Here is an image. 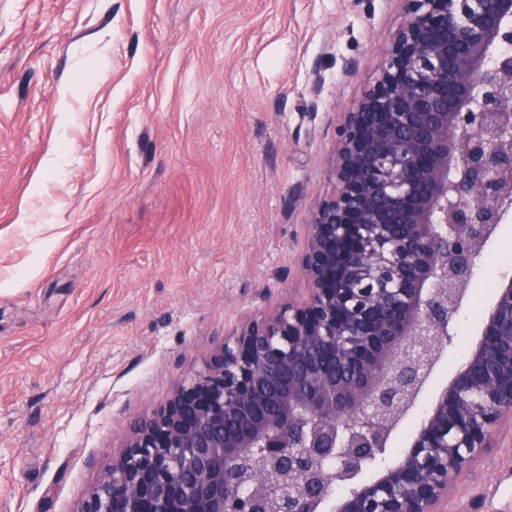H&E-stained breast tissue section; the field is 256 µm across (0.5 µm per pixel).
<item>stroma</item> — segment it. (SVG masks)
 <instances>
[{
	"instance_id": "1",
	"label": "stroma",
	"mask_w": 512,
	"mask_h": 512,
	"mask_svg": "<svg viewBox=\"0 0 512 512\" xmlns=\"http://www.w3.org/2000/svg\"><path fill=\"white\" fill-rule=\"evenodd\" d=\"M398 0H0V512H78L131 419L288 296ZM512 276L487 242L401 453ZM448 512H512V427Z\"/></svg>"
}]
</instances>
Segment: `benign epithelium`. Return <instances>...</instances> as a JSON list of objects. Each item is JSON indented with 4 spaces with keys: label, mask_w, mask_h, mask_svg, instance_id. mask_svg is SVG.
<instances>
[{
    "label": "benign epithelium",
    "mask_w": 512,
    "mask_h": 512,
    "mask_svg": "<svg viewBox=\"0 0 512 512\" xmlns=\"http://www.w3.org/2000/svg\"><path fill=\"white\" fill-rule=\"evenodd\" d=\"M399 2L378 77L336 129L337 191L306 224L307 297L245 318L133 417L79 512H446L512 421L509 277L401 458L386 454L512 209V0Z\"/></svg>",
    "instance_id": "benign-epithelium-1"
}]
</instances>
